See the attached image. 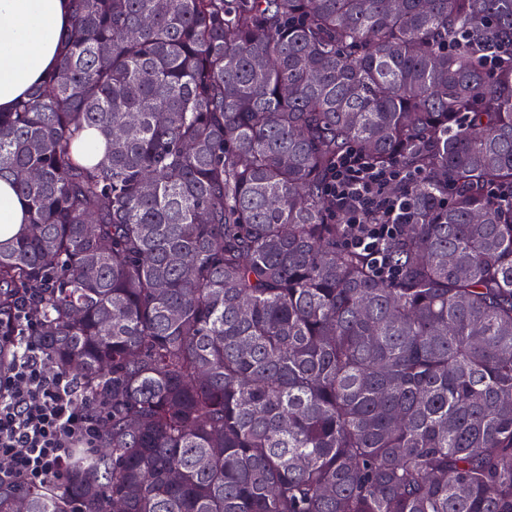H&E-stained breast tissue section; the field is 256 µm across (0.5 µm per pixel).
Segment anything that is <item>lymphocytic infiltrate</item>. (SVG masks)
I'll return each instance as SVG.
<instances>
[{
    "label": "lymphocytic infiltrate",
    "instance_id": "f902f5d3",
    "mask_svg": "<svg viewBox=\"0 0 512 512\" xmlns=\"http://www.w3.org/2000/svg\"><path fill=\"white\" fill-rule=\"evenodd\" d=\"M415 177V172L400 166L372 170L347 154L339 158L327 185L337 211L347 213L350 223H362L373 212L385 215V223L369 225L366 233L348 240L350 248L371 255L379 271L390 269L382 245L396 228V209L383 188ZM32 305V299H25L15 311L26 333L11 337L13 366L0 377L1 485L43 486L62 475L76 449L92 447L98 436L97 422L83 406L78 383L48 369L45 353L32 335Z\"/></svg>",
    "mask_w": 512,
    "mask_h": 512
}]
</instances>
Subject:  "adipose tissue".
<instances>
[{
  "label": "adipose tissue",
  "mask_w": 512,
  "mask_h": 512,
  "mask_svg": "<svg viewBox=\"0 0 512 512\" xmlns=\"http://www.w3.org/2000/svg\"><path fill=\"white\" fill-rule=\"evenodd\" d=\"M71 26V0H0V112L51 72Z\"/></svg>",
  "instance_id": "ef3b65f1"
}]
</instances>
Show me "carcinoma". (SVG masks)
I'll use <instances>...</instances> for the list:
<instances>
[{
    "instance_id": "carcinoma-1",
    "label": "carcinoma",
    "mask_w": 512,
    "mask_h": 512,
    "mask_svg": "<svg viewBox=\"0 0 512 512\" xmlns=\"http://www.w3.org/2000/svg\"><path fill=\"white\" fill-rule=\"evenodd\" d=\"M344 149L419 173L391 272ZM0 179V375L34 294L101 421L0 512H512V0H73ZM360 164L350 154H343L336 163V171L327 185V192L336 202V212H345L351 224H362L363 218L373 212L383 213L387 224H367L363 235L348 239L353 249H361L372 256L381 272H390L383 242L396 228V204L386 199L383 186L415 179L418 174L396 165L388 171H374ZM3 202V204H2ZM25 222V209L7 181H0V240L19 232Z\"/></svg>"
}]
</instances>
